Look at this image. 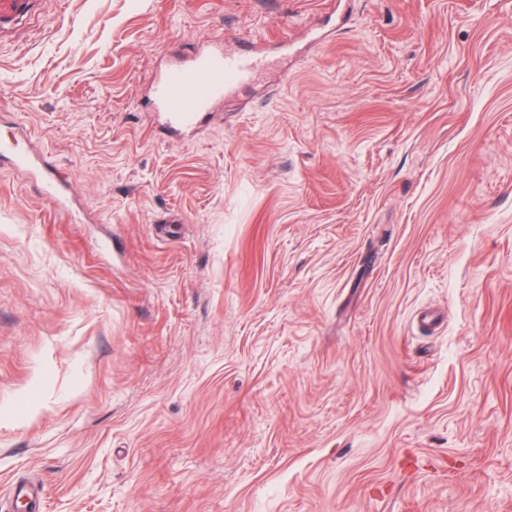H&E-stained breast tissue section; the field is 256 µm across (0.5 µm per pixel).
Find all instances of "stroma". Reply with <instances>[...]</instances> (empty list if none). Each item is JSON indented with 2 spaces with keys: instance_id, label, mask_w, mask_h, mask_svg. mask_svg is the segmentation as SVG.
<instances>
[{
  "instance_id": "1",
  "label": "stroma",
  "mask_w": 512,
  "mask_h": 512,
  "mask_svg": "<svg viewBox=\"0 0 512 512\" xmlns=\"http://www.w3.org/2000/svg\"><path fill=\"white\" fill-rule=\"evenodd\" d=\"M306 47L190 134L166 64ZM0 504L512 512V0H32L0 26ZM9 160L16 168H23L31 172L36 180L41 183L43 194L49 201L61 211L70 209L68 192L63 181L55 171L45 163L19 148V138L0 139V162Z\"/></svg>"
}]
</instances>
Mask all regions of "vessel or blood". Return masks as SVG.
<instances>
[{
    "label": "vessel or blood",
    "mask_w": 512,
    "mask_h": 512,
    "mask_svg": "<svg viewBox=\"0 0 512 512\" xmlns=\"http://www.w3.org/2000/svg\"><path fill=\"white\" fill-rule=\"evenodd\" d=\"M269 64L263 53H228L220 42L197 49L184 62L158 75L153 86L154 110L171 128H192L225 97L249 85ZM4 159L31 172L44 196L59 210H69V195L62 180L48 165L21 150L18 137L0 139V161Z\"/></svg>",
    "instance_id": "obj_1"
}]
</instances>
